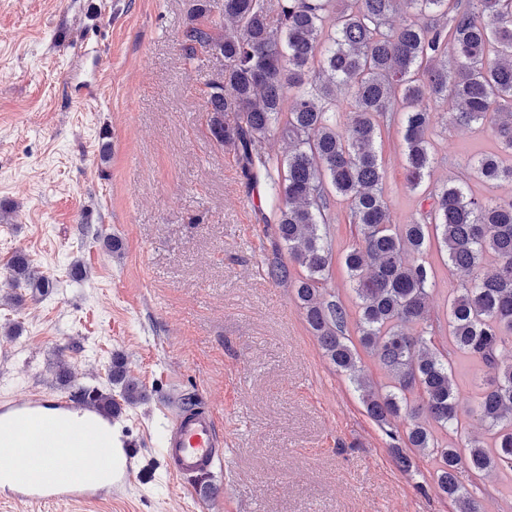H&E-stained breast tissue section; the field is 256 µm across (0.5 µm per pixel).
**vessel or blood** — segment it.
Listing matches in <instances>:
<instances>
[{"label":"vessel or blood","instance_id":"b4317fda","mask_svg":"<svg viewBox=\"0 0 512 512\" xmlns=\"http://www.w3.org/2000/svg\"><path fill=\"white\" fill-rule=\"evenodd\" d=\"M43 401L38 397L13 401L8 411L11 418L0 424V432L18 435L38 426V410ZM162 428L165 439L161 455L167 472L188 480L209 478L224 470V439L218 430V418L208 405H178L165 414ZM47 433L69 437L71 447L53 448L37 453L33 448L7 447L0 450V470L9 472V483L0 485V499L34 504L62 501L87 504L109 497L129 485L135 469L132 449H124L127 461L124 471L110 487H102L95 478L98 470L113 463V449L98 456L88 455L78 443L82 431L61 421L47 426Z\"/></svg>","mask_w":512,"mask_h":512}]
</instances>
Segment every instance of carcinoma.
Returning <instances> with one entry per match:
<instances>
[{"instance_id": "cac0c4a2", "label": "carcinoma", "mask_w": 512, "mask_h": 512, "mask_svg": "<svg viewBox=\"0 0 512 512\" xmlns=\"http://www.w3.org/2000/svg\"><path fill=\"white\" fill-rule=\"evenodd\" d=\"M403 11L407 19L386 27ZM181 48L189 61L224 60L206 83L210 138L237 156L253 187L265 190L273 223L288 250L269 277L290 287L309 331L336 371L360 393L367 415L384 427L407 422L403 441L437 460L433 482L456 512H480L462 486L459 469L512 472V198L478 201L465 183L434 191L423 186L433 164L428 132L434 110L452 109L455 122L492 129L512 154V0H279L271 16L265 0H189ZM349 105L338 130L340 98ZM236 115L224 122V113ZM401 116L406 187L422 191L426 219L395 224L385 197V170L376 144L389 117ZM277 132L289 150L272 164L263 143ZM490 184H512V166L497 155L468 162ZM347 201L357 241L343 261L358 299L357 340L350 315L327 292L333 264L328 224L330 194ZM447 264L470 274L449 301L448 343L436 342L431 323V244ZM493 258L485 270L486 258ZM302 268L295 276L291 266ZM10 300L46 295L53 280L26 255L8 264ZM387 370L386 393L363 373L356 346ZM494 371L476 385L471 413L488 440L472 437L459 416L453 356ZM112 383L129 404L148 393L120 359ZM441 430L455 436L443 445Z\"/></svg>"}]
</instances>
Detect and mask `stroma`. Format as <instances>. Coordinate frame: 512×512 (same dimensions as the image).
Returning <instances> with one entry per match:
<instances>
[{
  "mask_svg": "<svg viewBox=\"0 0 512 512\" xmlns=\"http://www.w3.org/2000/svg\"><path fill=\"white\" fill-rule=\"evenodd\" d=\"M187 0H0V404L55 391L119 401L112 438L134 442L136 480L112 501L0 502V512H451L432 486V462L394 461L393 435L371 420L308 330L293 293L267 268L286 258L275 227L259 223L233 152L217 146L203 108L215 61L181 50ZM429 140L435 187L466 180L479 199L512 195L470 177L467 161L497 152L489 129L440 111ZM394 223L421 216L404 182L398 126L379 145ZM335 259L327 282L349 310L357 300L342 257L350 210L331 201ZM118 239L120 253L102 241ZM55 282L44 296L7 297L16 251ZM437 269L431 317L445 325L466 274ZM74 368L58 383L55 357ZM149 398L121 400L113 358ZM482 364L455 360L469 410ZM212 405L224 436V474L203 481L205 503L161 465L160 412L171 396ZM482 512H512V472H460Z\"/></svg>",
  "mask_w": 512,
  "mask_h": 512,
  "instance_id": "35a3bbf8",
  "label": "stroma"
}]
</instances>
